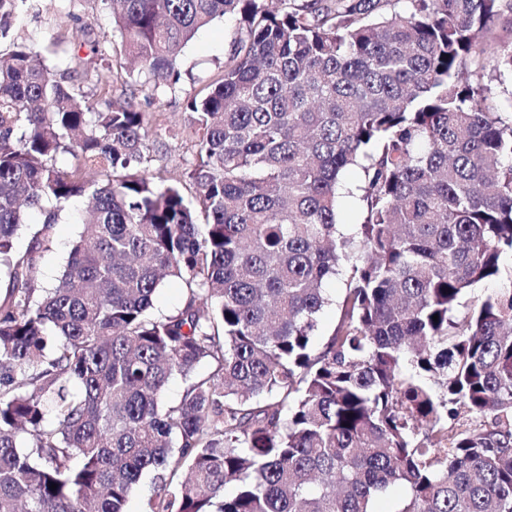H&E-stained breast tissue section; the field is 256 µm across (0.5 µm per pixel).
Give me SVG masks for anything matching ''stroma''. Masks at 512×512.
<instances>
[{"label":"stroma","mask_w":512,"mask_h":512,"mask_svg":"<svg viewBox=\"0 0 512 512\" xmlns=\"http://www.w3.org/2000/svg\"><path fill=\"white\" fill-rule=\"evenodd\" d=\"M78 17L87 23L89 39L100 43L106 61L113 65L123 63L121 35L113 30L110 12L101 0H26L11 20V32L14 37L34 45L44 64L62 70L69 66L71 55L84 58L89 53L88 47L75 43L72 38L74 20ZM234 37L235 21L229 17L215 19L199 31L180 59L183 78L175 91H156L148 85L128 91L122 84L114 85L113 99L133 100L151 115L157 138L152 145L150 174L172 176L192 161L194 147L187 134L186 98L222 75L224 56ZM81 206V200L71 201L55 224L53 243L38 259V284L50 283L65 264L81 230L74 222Z\"/></svg>","instance_id":"obj_1"}]
</instances>
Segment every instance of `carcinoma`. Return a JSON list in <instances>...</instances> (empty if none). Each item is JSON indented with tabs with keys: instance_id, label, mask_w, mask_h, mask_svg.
Here are the masks:
<instances>
[{
	"instance_id": "1",
	"label": "carcinoma",
	"mask_w": 512,
	"mask_h": 512,
	"mask_svg": "<svg viewBox=\"0 0 512 512\" xmlns=\"http://www.w3.org/2000/svg\"><path fill=\"white\" fill-rule=\"evenodd\" d=\"M24 2L0 0V512H126L148 473L147 512H378L393 486L396 512H512V111L481 83L512 79L491 35L512 0H112L155 89L238 21L169 183L147 176L149 113L112 100L122 72L85 101L78 68L12 39ZM77 198L79 240L37 286ZM167 279L185 298L156 317Z\"/></svg>"
}]
</instances>
